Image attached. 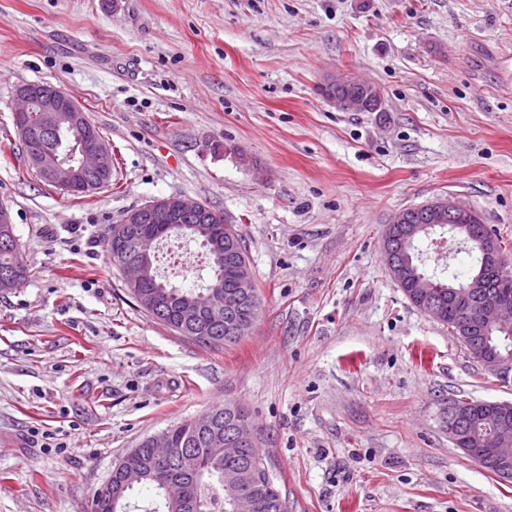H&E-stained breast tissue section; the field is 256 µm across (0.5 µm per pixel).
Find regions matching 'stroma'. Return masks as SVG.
<instances>
[{
    "instance_id": "stroma-1",
    "label": "stroma",
    "mask_w": 512,
    "mask_h": 512,
    "mask_svg": "<svg viewBox=\"0 0 512 512\" xmlns=\"http://www.w3.org/2000/svg\"><path fill=\"white\" fill-rule=\"evenodd\" d=\"M374 82L386 113L320 87ZM74 93L112 146L75 199L19 156L15 88ZM177 195L243 234L261 306L211 348L156 323L102 242ZM454 197L512 243V0H0V203L31 275L0 290V512H82L132 448L248 410L288 512H512L448 436L512 401L383 255L394 216ZM356 93L350 94L348 90ZM325 99L346 112H387L384 96L376 85L357 78L327 75L321 85ZM468 409L465 405L451 402L448 405V434L452 438L453 443L457 448L461 449L467 456L477 461L484 469L490 473L497 475L493 465L486 461L478 459L476 453H470L472 447L467 446L463 441L453 440V437L459 434H465L466 438H470L473 442V447H483L482 441L471 430V420L468 415Z\"/></svg>"
}]
</instances>
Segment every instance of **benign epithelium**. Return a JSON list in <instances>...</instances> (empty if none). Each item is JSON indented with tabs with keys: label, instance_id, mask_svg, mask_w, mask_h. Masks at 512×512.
Instances as JSON below:
<instances>
[{
	"label": "benign epithelium",
	"instance_id": "1",
	"mask_svg": "<svg viewBox=\"0 0 512 512\" xmlns=\"http://www.w3.org/2000/svg\"><path fill=\"white\" fill-rule=\"evenodd\" d=\"M325 99L337 109L346 112H384L386 111L384 96L376 85L357 78H346L330 74L321 85ZM15 108L14 123L18 138L26 137L25 114L41 112L45 120L54 126L72 130L75 138L62 152L47 151L37 157L29 156L30 162L38 169L43 179L66 190L84 189L87 192L96 190V184L86 180L89 174H101L110 152L109 144L93 134L84 131L86 116L76 96L65 93L60 88L43 83L21 84L14 92ZM421 218L436 223L448 222L452 231L464 229L463 223L470 221L472 209L453 198L428 202L418 208ZM194 214L207 224H227L229 219L219 215V211L211 210L199 202H189L172 195L154 200L153 202L127 211L120 223L124 227L112 236V256L124 272L125 281L138 303L154 315L164 314L162 301L149 295L139 293L140 279L145 276L141 267L124 259L127 248L132 246L141 255L147 256L154 252L159 239L143 230L129 228L131 224H176L187 215ZM484 254L483 269L505 272L503 255L494 239L481 245ZM405 244L391 241L383 244L386 266L390 274L401 281L407 279V271L402 265ZM237 288L239 298L250 300L253 297V276L243 271L238 274ZM475 299L478 306L476 326L469 328L472 336L468 349L477 361L486 369L507 375L503 360L486 350L483 340L479 339L482 332L491 326L507 328L512 326V297L492 289V285L483 275L477 276L467 284V291L458 295L457 300L464 303ZM229 308L224 302V295L212 292L205 298L189 303L183 307L182 323L184 332L193 331L191 322L202 316L216 317L222 309ZM483 406L494 411L495 447L485 449L500 466L502 479L512 477V402L487 401ZM448 434L454 437L463 434L470 438L473 446H483L482 441L471 430V420L466 406L451 402L448 405ZM254 443L249 419L237 415L226 429L224 439V458L234 459ZM116 480H107L97 491L101 498L117 501L124 492L138 485L142 479H152L166 493V498L176 506L187 508L190 499L186 494V485L175 482L174 473L163 466H149L137 450L130 451L115 468Z\"/></svg>",
	"mask_w": 512,
	"mask_h": 512
}]
</instances>
